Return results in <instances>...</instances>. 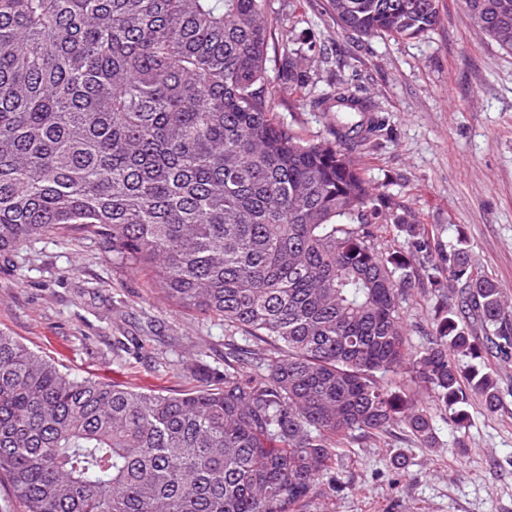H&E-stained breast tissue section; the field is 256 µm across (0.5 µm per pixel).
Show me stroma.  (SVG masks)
Returning <instances> with one entry per match:
<instances>
[{"instance_id":"stroma-1","label":"stroma","mask_w":512,"mask_h":512,"mask_svg":"<svg viewBox=\"0 0 512 512\" xmlns=\"http://www.w3.org/2000/svg\"><path fill=\"white\" fill-rule=\"evenodd\" d=\"M323 4L270 0L277 38L316 46L302 63V88L269 50L276 119L316 139L330 115L312 109L313 96L343 79L370 97L385 130L358 159L365 177L441 243L464 238L478 269L512 302V53L473 25L464 0H436L439 24L416 38L344 32ZM434 303L428 289L412 288L405 311L413 347L432 328ZM0 327L74 377L167 393L189 389L182 365L193 346L204 345L203 362L220 369L225 341L250 342L219 319L163 301L142 276L113 266L98 241L54 234L0 258ZM491 365L495 410L472 395L460 428L433 410L436 448L402 427L349 441L340 450L346 490L299 512H512V360Z\"/></svg>"}]
</instances>
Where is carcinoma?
I'll list each match as a JSON object with an SVG mask.
<instances>
[{
  "label": "carcinoma",
  "mask_w": 512,
  "mask_h": 512,
  "mask_svg": "<svg viewBox=\"0 0 512 512\" xmlns=\"http://www.w3.org/2000/svg\"><path fill=\"white\" fill-rule=\"evenodd\" d=\"M346 32L416 38L435 0H325ZM512 52V0H465ZM267 0H0V256L54 233L105 245L169 304L246 332L224 370L177 394L76 378L0 328V481L23 512H297L340 492L344 440L405 426L439 446L430 393L457 424L498 406L512 317L462 240L394 213L355 154L382 136L338 79L304 139L272 114ZM288 82L304 85L282 46ZM392 228L395 246L377 234ZM441 299L413 348L417 269ZM388 376L390 381L382 382Z\"/></svg>",
  "instance_id": "carcinoma-1"
}]
</instances>
